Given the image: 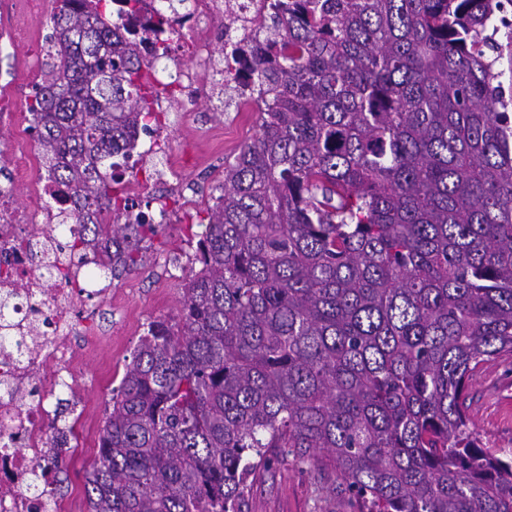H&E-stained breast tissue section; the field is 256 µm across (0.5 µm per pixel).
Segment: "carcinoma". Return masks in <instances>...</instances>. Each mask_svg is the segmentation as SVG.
Masks as SVG:
<instances>
[{
    "mask_svg": "<svg viewBox=\"0 0 512 512\" xmlns=\"http://www.w3.org/2000/svg\"><path fill=\"white\" fill-rule=\"evenodd\" d=\"M113 0L50 16L29 107L45 170L112 214L140 133L150 34ZM502 0H275L233 45L259 129L197 224L179 312L150 321L84 474L91 512H242L270 453L327 460L356 512H512V453L470 427L465 392L512 355V117L493 45ZM105 218L109 270L158 234Z\"/></svg>",
    "mask_w": 512,
    "mask_h": 512,
    "instance_id": "carcinoma-1",
    "label": "carcinoma"
}]
</instances>
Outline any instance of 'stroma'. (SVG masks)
<instances>
[{"mask_svg":"<svg viewBox=\"0 0 512 512\" xmlns=\"http://www.w3.org/2000/svg\"><path fill=\"white\" fill-rule=\"evenodd\" d=\"M58 0H40L28 10L8 0L0 6V26L15 30L11 47L0 49V87L15 104L16 119L0 130V151L7 159L37 153V144L25 139L32 92L46 70L41 56L52 29L48 22ZM177 105L160 96L159 111L169 129V149L176 164L173 175L198 208H205L212 183L224 179V163L258 130L255 107H220L206 89L177 92ZM142 264L112 275L110 292L87 300L97 313L95 333L80 337L74 349L69 390L71 401L62 426H75L73 448L64 453L65 466L57 488L71 512H89L84 472L93 463L112 389L149 321L175 315L181 287L191 267L194 248L181 224H165L142 241ZM483 374L505 384V391H484L479 379L467 390L468 417L488 447L512 450V357L485 364ZM245 512H355L335 470L303 459L299 453L277 455L261 479L245 492Z\"/></svg>","mask_w":512,"mask_h":512,"instance_id":"35a3bbf8","label":"stroma"}]
</instances>
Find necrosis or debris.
Returning <instances> with one entry per match:
<instances>
[{"mask_svg": "<svg viewBox=\"0 0 512 512\" xmlns=\"http://www.w3.org/2000/svg\"><path fill=\"white\" fill-rule=\"evenodd\" d=\"M188 2L200 30L196 66L187 69L169 63L152 71V81L163 89L210 84L220 69L210 51V26L223 24L225 38L238 41L251 36L256 19L269 4V0ZM23 168L33 187L31 205L18 208L8 193H0V320L27 338L25 344L0 348V512H65L58 497L36 494L27 481L36 469H53L44 420L49 398L66 384L55 365L70 362L75 337L92 328L93 313L77 312L76 304L95 280L86 266L58 261L52 238L32 236L31 226L46 201L66 211L78 203L58 193L34 158L24 159ZM27 380L37 392L31 403L21 405L12 392Z\"/></svg>", "mask_w": 512, "mask_h": 512, "instance_id": "necrosis-or-debris-1", "label": "necrosis or debris"}]
</instances>
